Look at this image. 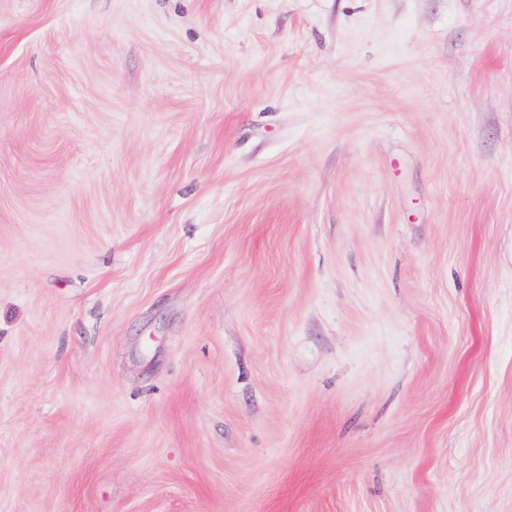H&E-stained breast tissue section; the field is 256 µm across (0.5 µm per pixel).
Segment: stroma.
<instances>
[{
    "instance_id": "obj_1",
    "label": "stroma",
    "mask_w": 512,
    "mask_h": 512,
    "mask_svg": "<svg viewBox=\"0 0 512 512\" xmlns=\"http://www.w3.org/2000/svg\"><path fill=\"white\" fill-rule=\"evenodd\" d=\"M0 512H512V0H0Z\"/></svg>"
}]
</instances>
